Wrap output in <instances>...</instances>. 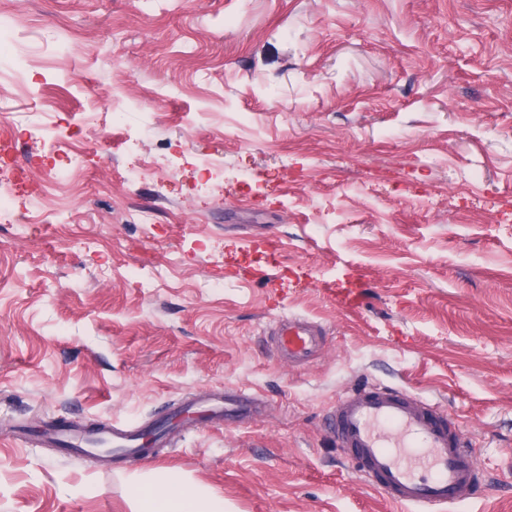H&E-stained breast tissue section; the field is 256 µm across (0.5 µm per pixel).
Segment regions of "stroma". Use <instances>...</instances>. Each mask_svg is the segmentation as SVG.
I'll use <instances>...</instances> for the list:
<instances>
[{"label":"stroma","mask_w":512,"mask_h":512,"mask_svg":"<svg viewBox=\"0 0 512 512\" xmlns=\"http://www.w3.org/2000/svg\"><path fill=\"white\" fill-rule=\"evenodd\" d=\"M0 117L79 74L123 107L66 220L30 224L39 143L0 221V512H132L131 476L181 473L224 512H405L324 432L363 383L445 407L488 484L450 512H512V0H0ZM162 174L127 183L162 147ZM208 154L218 180H201ZM154 214L134 224L132 211ZM360 278L359 312L322 281ZM321 322L291 367L263 331ZM244 388L266 413L97 465L24 435L140 425Z\"/></svg>","instance_id":"1"}]
</instances>
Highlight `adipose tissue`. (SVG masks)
I'll list each match as a JSON object with an SVG mask.
<instances>
[{
  "label": "adipose tissue",
  "instance_id": "obj_1",
  "mask_svg": "<svg viewBox=\"0 0 512 512\" xmlns=\"http://www.w3.org/2000/svg\"><path fill=\"white\" fill-rule=\"evenodd\" d=\"M134 512H224L223 497L205 487L189 488L175 472L152 471L131 479Z\"/></svg>",
  "mask_w": 512,
  "mask_h": 512
}]
</instances>
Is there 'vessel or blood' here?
<instances>
[{
    "instance_id": "b4317fda",
    "label": "vessel or blood",
    "mask_w": 512,
    "mask_h": 512,
    "mask_svg": "<svg viewBox=\"0 0 512 512\" xmlns=\"http://www.w3.org/2000/svg\"><path fill=\"white\" fill-rule=\"evenodd\" d=\"M324 334L319 323L296 315L281 318L264 331L273 355L296 365L315 359ZM262 407L258 395L242 389L206 392L186 398L167 426L116 425L100 437L111 452L135 457L143 453V437L162 448L172 444L174 431L193 429L202 419L233 423L259 415ZM326 425L337 447L350 454L357 472L412 512H447L485 482L470 442L447 412L403 389L369 382L356 385L338 396ZM43 438L80 448L99 465L107 463L108 454L89 445L80 426L51 429Z\"/></svg>"
}]
</instances>
